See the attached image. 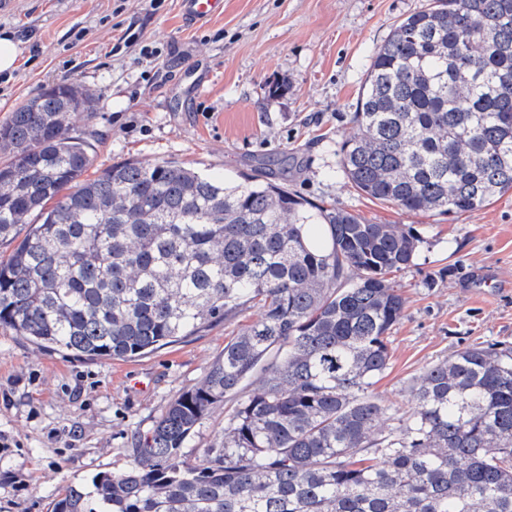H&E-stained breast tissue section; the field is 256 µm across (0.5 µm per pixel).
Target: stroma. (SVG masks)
<instances>
[{
    "label": "stroma",
    "mask_w": 512,
    "mask_h": 512,
    "mask_svg": "<svg viewBox=\"0 0 512 512\" xmlns=\"http://www.w3.org/2000/svg\"><path fill=\"white\" fill-rule=\"evenodd\" d=\"M421 4L224 0L223 13L188 25L180 0H0V29L27 55L0 74V122L69 79L96 99L71 120L94 145L96 168L136 159L284 177L313 202L413 227L424 243L396 276L404 317L374 386L405 407L426 366L471 344L512 345V191L458 217L409 215L358 193L337 166L359 132L351 116L370 55ZM145 46L157 57L145 58ZM256 317L245 309L126 361L47 351L0 328V512H50L59 489L124 469L136 438Z\"/></svg>",
    "instance_id": "1"
}]
</instances>
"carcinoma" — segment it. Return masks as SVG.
<instances>
[{"label":"carcinoma","mask_w":512,"mask_h":512,"mask_svg":"<svg viewBox=\"0 0 512 512\" xmlns=\"http://www.w3.org/2000/svg\"><path fill=\"white\" fill-rule=\"evenodd\" d=\"M73 82L0 123V327L86 359L145 357L245 308L123 470L51 512H512V347L467 346L374 393L423 239L263 180L127 160L93 179ZM338 166L410 215L512 191V0H428L371 57ZM224 432L189 458L198 425Z\"/></svg>","instance_id":"cac0c4a2"}]
</instances>
